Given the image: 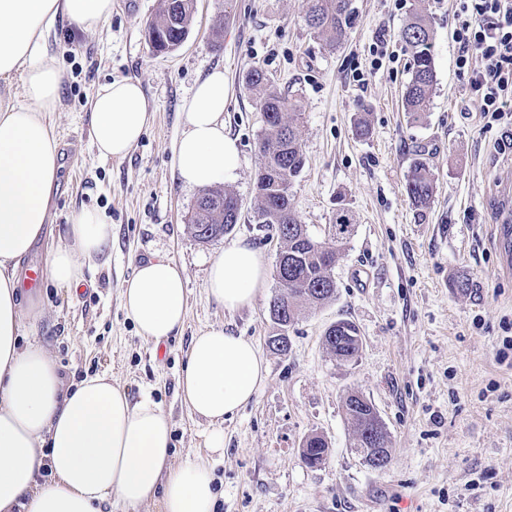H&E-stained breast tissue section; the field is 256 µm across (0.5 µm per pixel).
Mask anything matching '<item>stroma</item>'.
I'll return each instance as SVG.
<instances>
[{"label":"stroma","mask_w":512,"mask_h":512,"mask_svg":"<svg viewBox=\"0 0 512 512\" xmlns=\"http://www.w3.org/2000/svg\"><path fill=\"white\" fill-rule=\"evenodd\" d=\"M117 2L102 31L74 36L60 21L51 36L65 80L51 116L63 167L54 220L25 264L44 267L68 243L71 215L82 208L106 214L112 244L81 289L43 280L24 291L26 340L43 344L67 381L106 372L133 400L160 403L177 463L207 455L211 432L178 395L192 337L222 326L261 347L267 378L223 425L216 512H512V365L498 361L512 336V271L497 244L501 215L512 209V149L503 146L512 123L487 122L455 65V0H354V23L333 50L308 29L307 0H195L187 40L167 54L153 53L147 37L158 0ZM416 8L434 30L437 83L423 120L413 123L402 103L412 51L401 30ZM379 40L392 56L375 67L369 47ZM217 66L229 86L225 130L240 151L226 187L241 219L203 243L187 224L200 192L178 182L173 150L186 100ZM256 67L301 105L306 164L291 187L299 221L319 240L329 238L338 210L353 224L332 269L335 297L303 311L285 354L266 346L277 330L269 303L280 292L284 244L255 219L265 125L244 78ZM361 72L363 86L354 80ZM126 78L140 81L153 118L124 158L105 159L91 143L87 97ZM361 119L370 127L364 139L355 134ZM419 155L436 180L423 211L405 189ZM238 241L259 250L266 281L251 306L228 311L208 298L205 282L212 261ZM155 255L176 262L189 288L181 333L159 344L138 335L121 303L124 280ZM458 273L473 279L471 295L451 292ZM341 319L355 322L363 340L349 364L323 343ZM352 391L373 403L386 427L384 469L368 467L353 446L343 409ZM311 434L329 446L317 468L299 456Z\"/></svg>","instance_id":"stroma-1"}]
</instances>
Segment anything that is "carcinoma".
<instances>
[{
	"label": "carcinoma",
	"mask_w": 512,
	"mask_h": 512,
	"mask_svg": "<svg viewBox=\"0 0 512 512\" xmlns=\"http://www.w3.org/2000/svg\"><path fill=\"white\" fill-rule=\"evenodd\" d=\"M195 0H159L154 20L148 26V37L153 49L170 53L188 37ZM356 8L354 0H309L307 24L314 35L331 47L342 43L351 28ZM401 37L411 48L413 64L405 86L404 110L413 122L423 119L426 102L436 85L434 64V31L426 16L420 12L411 15L401 31ZM245 83L255 92L259 111L265 117V132L261 139L264 164L257 173L256 191L260 204L258 223L275 232L285 242L279 258L277 277L282 292L277 296L278 312L271 319L280 327V333L269 337L267 344L288 343V327L299 318L306 305H318L336 294V283L331 276L332 263L348 243L353 231L347 212L337 213L335 232L329 240L320 241L309 235L300 224L290 202L289 189L305 164L295 121L300 116L299 106L283 95L260 68L251 69ZM434 174L429 163L417 158L406 175V192L418 209L428 207L434 194ZM240 204L236 195L214 186L203 191L196 202L188 224L196 239L206 243L224 236L238 223ZM449 288L457 295L471 294L473 282L461 274L449 281ZM345 327L335 339L324 341L326 348L341 362H352L359 354L362 337L358 326L340 321ZM345 414L355 429L354 448H360V435L374 405L365 396L350 393L344 402ZM329 455L324 438L309 442L308 452L300 453L306 465L322 466Z\"/></svg>",
	"instance_id": "1"
}]
</instances>
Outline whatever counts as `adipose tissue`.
Segmentation results:
<instances>
[{
	"mask_svg": "<svg viewBox=\"0 0 512 512\" xmlns=\"http://www.w3.org/2000/svg\"><path fill=\"white\" fill-rule=\"evenodd\" d=\"M114 0H0V512H103L119 502L160 501L162 512H215L209 463L172 464L168 415L151 398L132 401L106 375L65 383L49 351L22 344L21 265L53 217L59 145L50 115L63 76L49 38L58 21L72 33L102 30ZM22 87H14V77ZM227 85L214 67L185 105L186 129L174 152L184 185L231 181L237 142L224 131ZM92 141L101 157L121 158L152 119L138 80L102 85L87 100ZM71 243L50 253L45 275L78 287L83 266L104 254L112 225L99 211L74 212ZM264 281L260 253L236 242L212 263L207 291L224 309L251 305ZM122 303L139 336L163 342L187 315L182 268L157 256L138 264L123 283ZM267 364L255 343L221 326L195 336L178 380L182 400L213 427L212 452L223 453L225 419L256 396Z\"/></svg>",
	"mask_w": 512,
	"mask_h": 512,
	"instance_id": "adipose-tissue-1",
	"label": "adipose tissue"
}]
</instances>
